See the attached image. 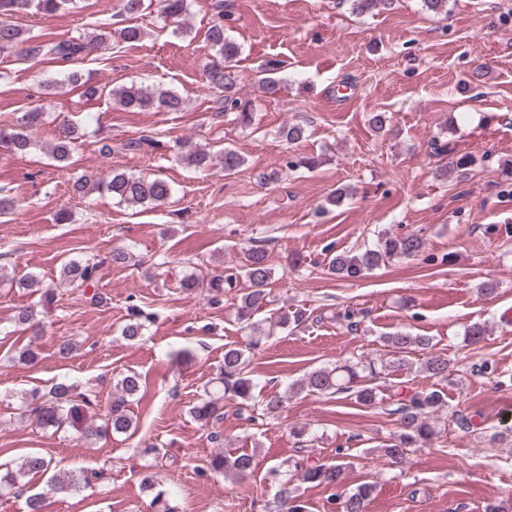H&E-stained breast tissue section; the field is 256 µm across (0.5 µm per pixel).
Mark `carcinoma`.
<instances>
[{
    "label": "carcinoma",
    "instance_id": "obj_1",
    "mask_svg": "<svg viewBox=\"0 0 512 512\" xmlns=\"http://www.w3.org/2000/svg\"><path fill=\"white\" fill-rule=\"evenodd\" d=\"M76 0H0V52L7 49L22 47L29 58L43 57L58 64L69 67L83 58L88 48L94 44H104L111 40L128 46L141 42L145 34L143 26L136 23L151 9L153 0H121L122 16L129 24L111 31H101L93 36L79 34L33 41L27 32L14 24L12 18L34 10L42 15L51 16L71 8ZM351 13L362 16L373 11L383 12L391 9L394 0H347ZM215 18L208 29V41L215 51L213 58L203 68V82L211 91L217 93L218 111L215 117L221 118L232 113L235 119L247 126L253 117L252 102L240 94L239 76L236 71L237 57L241 53L240 46L226 36L228 26L233 22L230 5L225 0H214ZM188 13L187 0H161V14L173 24V33L184 34L187 25L184 17ZM280 64L276 60L268 61L261 69L263 76L259 79L262 92L267 97L276 96L281 90L282 79L278 77ZM105 93L118 105L127 109L146 110L154 106L170 112L182 110L183 99L169 89H151L136 85H123L105 90L97 85H91L85 94L94 96ZM43 112L39 107H30L23 112H15L0 121V146L13 154H25L37 146L34 136L42 123ZM307 129L296 123L283 127L281 137L288 143H298L306 138ZM79 139L78 128L73 123L62 125L56 130L52 142L47 144V151L58 163L67 162ZM155 145L150 135L130 138L120 144V149L130 153H144ZM181 159L195 168H209L213 165L214 157L206 149L194 146L189 142L180 145ZM439 154L448 156V161L439 169L438 175L463 172L471 164L468 156H454L448 147L438 146ZM245 158L235 149L226 146L220 151L221 170L231 175L244 165ZM107 192L118 202L129 206H158L166 203L173 195L169 182L159 176L142 177L125 172H112L107 177L84 176L75 182V191ZM423 248V240L416 233H406L395 236L385 235L380 238L378 245L361 253L349 254L327 248V271L344 279L361 278L385 262L395 258H410L417 256ZM130 251L124 248L112 250L103 258L93 257L86 260L71 259L62 267V279L77 288H93L97 283L100 267L105 264L122 266L132 261ZM273 268L269 263V254L261 245L252 244L245 251V261L235 268H227L219 274L211 276L202 283L195 277H189L182 283V288L194 290L203 288L209 301L217 303L224 291L239 289L236 306L237 321L249 331L248 345L257 346L271 335L253 322L257 312L269 305ZM19 283L28 288H38L40 300L51 303L56 297V289L43 286L37 276L27 273L19 278ZM309 319L304 308L284 312L274 317L273 326L299 327ZM151 315L143 314L132 306L130 318L121 328V335L128 341H137L145 335L147 323ZM382 347L386 353L378 359H360L346 361L334 367H318L306 373L301 379L289 387L293 394L321 395L333 397L341 393H352L358 403L367 407H377L390 401L396 405L394 412L398 414L403 432L395 441L381 449L384 456L391 460H402L414 447H421L437 437L430 415L444 407L446 393L440 388L411 392L405 386L391 384L381 380V374H394L402 370L410 371L413 362L409 355L421 353L418 359L417 371L433 378L445 380L452 360L446 354L434 351L433 338L417 336L398 331L381 337ZM250 359L246 350L240 346L229 345L224 348V364L216 378L217 393L209 391L191 407L195 420L207 425L218 423L224 418V404L229 398L236 402V412L254 426H264L267 420L275 417L282 406L279 395L258 398L257 384L251 377ZM118 396L112 400L103 424L96 419L81 418L80 404L90 405L89 395L78 391V386L66 380L54 383L48 393L38 391L30 393L26 404L27 421L39 429H60L65 424L81 421L80 433L85 439H97L111 432L127 434L135 429L136 422L130 415L128 405L130 399L137 397L144 390V380L136 371L128 370L121 374L115 384ZM344 449H336L337 462L322 464L311 462V457H303L288 467L292 476L304 483H314L326 489H338L341 484V474L344 464ZM254 456L247 453L225 455L216 453L209 466L216 473L233 472L238 477L252 473ZM52 469V459L32 453L24 456L15 466L5 473H0V493L10 491L22 485L24 480L36 475H43ZM103 472H93L91 476L64 475L51 480V487L57 493H71L90 483V478H100ZM271 480L280 484V498L286 507V512H307V506L301 497L288 486V480L283 478L280 467L274 466L268 470ZM144 488L155 492L153 503L158 505L156 512H174L164 499V492L155 491L157 481L155 476L143 479ZM374 492V486L363 484L352 491H342L333 494L332 500L339 505L340 512H367V505Z\"/></svg>",
    "mask_w": 512,
    "mask_h": 512
}]
</instances>
